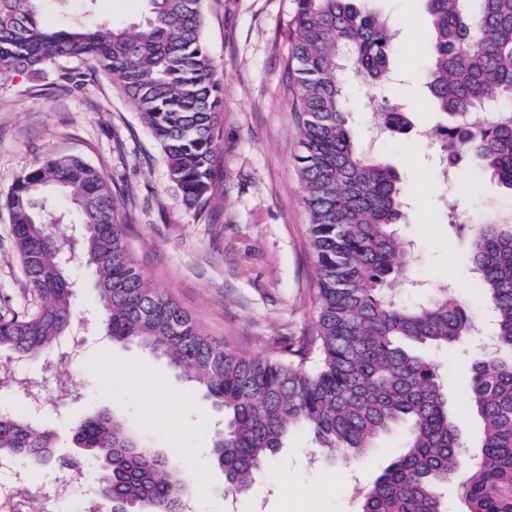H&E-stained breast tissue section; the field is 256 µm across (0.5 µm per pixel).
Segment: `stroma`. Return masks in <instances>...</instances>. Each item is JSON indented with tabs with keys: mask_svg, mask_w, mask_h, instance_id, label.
<instances>
[{
	"mask_svg": "<svg viewBox=\"0 0 512 512\" xmlns=\"http://www.w3.org/2000/svg\"><path fill=\"white\" fill-rule=\"evenodd\" d=\"M395 21L388 82L377 93L403 105L416 128L436 124L422 84L428 30L424 0H375ZM293 0H206L204 37L224 85L219 155L220 189L200 213L187 212L180 191L135 103L113 91L89 63L73 59L65 79L52 69L43 79L25 73L0 79V194L46 157L76 155L104 171L117 206L128 220V242L150 287L188 311L209 336L250 355H267L289 337L312 331L317 281L309 247L295 155L299 130L286 72L293 38ZM145 0H46L42 22L63 28L74 21L109 18L137 25ZM380 156L401 174L408 208L398 230L411 241L413 276L423 285H451L478 317L480 285L467 249L445 224L446 196L459 203L463 221L488 213L512 214V194L462 162L454 185L439 173L438 143L415 135L379 140ZM19 307L35 304L18 261L6 211L0 210V298ZM85 344L67 366L21 360L14 367L40 381L54 404L38 412L41 424L59 429L95 410L123 416L156 448L179 449L195 485L189 512H358L354 487H367L398 453L402 435L383 436L359 459L312 458L311 435L294 431L286 448L243 493L225 489L212 466L210 438L222 415L193 390L166 359L135 343L112 342L93 311L88 289L77 291ZM464 354L434 352L441 382L463 441L477 447L482 424L468 413L469 379ZM318 487L317 501L306 490Z\"/></svg>",
	"mask_w": 512,
	"mask_h": 512,
	"instance_id": "obj_1",
	"label": "stroma"
}]
</instances>
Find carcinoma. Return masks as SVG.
Listing matches in <instances>:
<instances>
[{
  "mask_svg": "<svg viewBox=\"0 0 512 512\" xmlns=\"http://www.w3.org/2000/svg\"><path fill=\"white\" fill-rule=\"evenodd\" d=\"M42 0H0V76H42L80 59L104 72L137 106L160 147L187 210L204 208L219 188L217 154L224 90L204 41L205 0H147L142 26L109 20L67 30L40 22ZM288 74L298 118L295 160L310 226L318 284L315 333L289 340L286 354L257 357L204 334L193 316L148 287L127 242L105 173L76 156H51L20 176L0 206L8 212L21 267L38 305L0 306V354L53 355L65 365L75 338L72 267L93 269L103 331L165 356L224 415L210 459L226 490H249L296 429L326 456L367 455L395 431L392 463L360 494V512H447L454 486L465 512H512V218L459 223L484 284L493 347L469 366V409L483 425L474 452L429 352L473 335V313L451 286L429 288L408 304L394 284L412 280L414 257L398 233L405 190L398 173L349 127V82L379 89L395 51L391 21L372 0H294ZM429 65L424 86L445 123L437 137L443 179L462 160L481 165L512 191V0H425ZM377 128L405 135L412 121L387 105ZM77 209L78 247L64 257L68 216L45 192ZM39 384L0 373V389ZM68 433L83 457L66 463L82 480L95 471L83 512H184L190 475L174 450L155 451L118 415L94 412ZM53 429L0 410V460L27 469L57 461Z\"/></svg>",
  "mask_w": 512,
  "mask_h": 512,
  "instance_id": "cac0c4a2",
  "label": "carcinoma"
}]
</instances>
